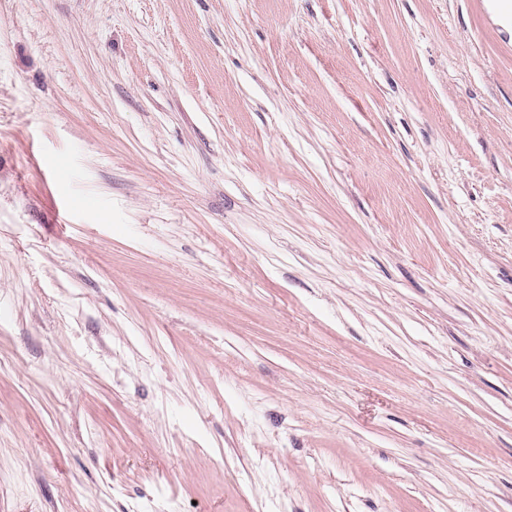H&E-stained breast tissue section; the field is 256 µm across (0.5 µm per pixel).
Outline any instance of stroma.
<instances>
[{"label": "stroma", "instance_id": "obj_1", "mask_svg": "<svg viewBox=\"0 0 512 512\" xmlns=\"http://www.w3.org/2000/svg\"><path fill=\"white\" fill-rule=\"evenodd\" d=\"M0 512H512L499 0H0Z\"/></svg>", "mask_w": 512, "mask_h": 512}]
</instances>
